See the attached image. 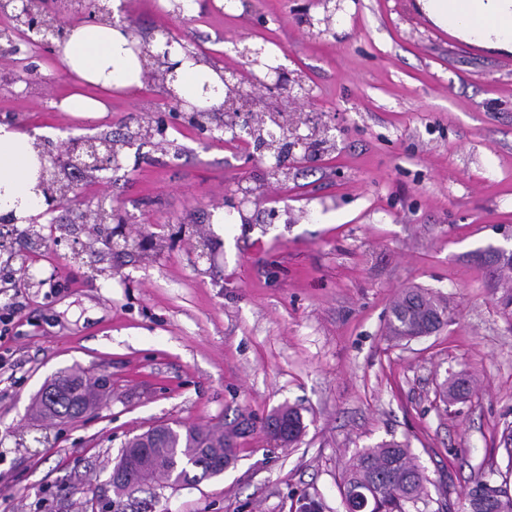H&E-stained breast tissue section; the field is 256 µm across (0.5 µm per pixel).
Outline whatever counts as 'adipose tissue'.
I'll return each instance as SVG.
<instances>
[{"instance_id": "obj_1", "label": "adipose tissue", "mask_w": 512, "mask_h": 512, "mask_svg": "<svg viewBox=\"0 0 512 512\" xmlns=\"http://www.w3.org/2000/svg\"><path fill=\"white\" fill-rule=\"evenodd\" d=\"M436 25L470 44L512 53V0H417ZM120 24L74 25L61 46V59L81 89L63 100L64 111L93 119L106 112L102 94L141 87L143 67ZM178 61L177 91L200 107L221 104L224 83L211 67L185 58ZM40 148L36 133L0 123V214L27 223L44 200L38 190Z\"/></svg>"}]
</instances>
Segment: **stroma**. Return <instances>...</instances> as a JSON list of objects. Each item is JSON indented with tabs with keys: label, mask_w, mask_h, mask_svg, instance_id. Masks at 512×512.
Instances as JSON below:
<instances>
[{
	"label": "stroma",
	"mask_w": 512,
	"mask_h": 512,
	"mask_svg": "<svg viewBox=\"0 0 512 512\" xmlns=\"http://www.w3.org/2000/svg\"><path fill=\"white\" fill-rule=\"evenodd\" d=\"M126 4L139 41L170 28L227 72L247 71L243 46L276 48L269 65L310 95L308 141L274 176L272 158L171 112L160 81L113 93L88 121L59 107L78 83L56 51L0 59V120L42 129L43 150L147 121L164 122L168 140L124 149L109 180L73 175L88 201L127 215L146 251L107 249L109 225L69 203L32 239L0 227V512H93L96 500L122 512H302L307 501L345 512L350 459L391 439L429 478L409 512H466L479 471L512 490V313L479 262L512 245V54L459 40L417 0H195L183 26L161 0ZM240 185L258 203L223 208ZM413 286L440 296L448 323L393 340L392 303ZM70 368L107 377L106 401L65 424L33 420L34 395ZM460 373L473 390L445 405L441 386ZM283 405L307 425L286 447L263 431ZM245 418L223 475L116 497L109 479L129 438Z\"/></svg>",
	"instance_id": "35a3bbf8"
}]
</instances>
